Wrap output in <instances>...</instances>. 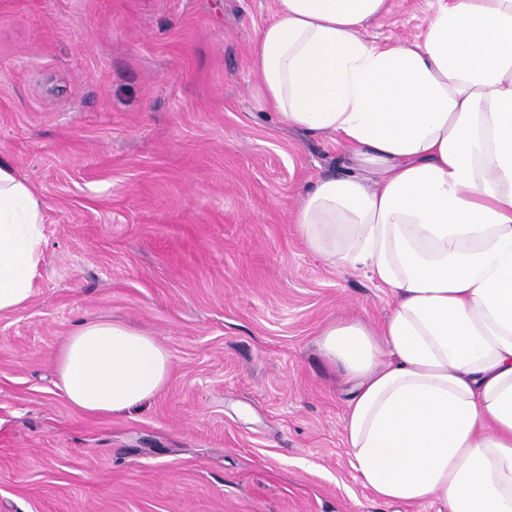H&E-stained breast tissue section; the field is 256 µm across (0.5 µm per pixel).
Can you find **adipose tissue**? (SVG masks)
<instances>
[{"mask_svg":"<svg viewBox=\"0 0 512 512\" xmlns=\"http://www.w3.org/2000/svg\"><path fill=\"white\" fill-rule=\"evenodd\" d=\"M411 38L364 26L389 0H277L256 33L252 95L284 127L336 135L350 173L318 180L294 222L334 266L367 268L393 304L380 332L326 327L353 384L345 438L381 499L512 512V0H436ZM43 204L0 162V314L27 305L44 260ZM75 407H135L168 353L108 320L55 355Z\"/></svg>","mask_w":512,"mask_h":512,"instance_id":"ef3b65f1","label":"adipose tissue"}]
</instances>
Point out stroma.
<instances>
[{"label":"stroma","instance_id":"obj_1","mask_svg":"<svg viewBox=\"0 0 512 512\" xmlns=\"http://www.w3.org/2000/svg\"><path fill=\"white\" fill-rule=\"evenodd\" d=\"M435 0L362 35L413 36ZM275 0H0V159L44 203L30 302L0 315V512H439L365 488L329 323L380 327L364 270L303 246L293 212L347 171L335 136L259 111L250 52ZM153 336L171 373L128 411L56 386L76 324Z\"/></svg>","mask_w":512,"mask_h":512}]
</instances>
